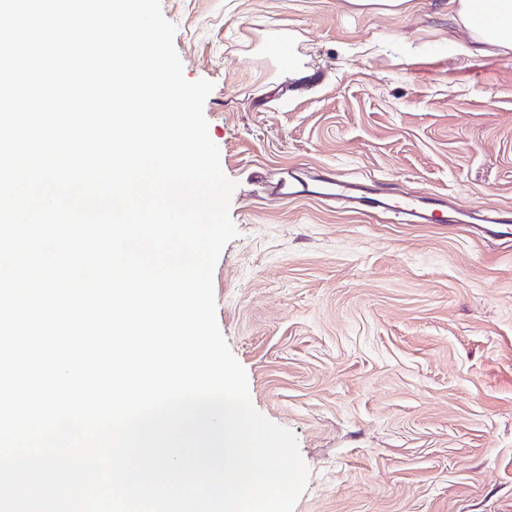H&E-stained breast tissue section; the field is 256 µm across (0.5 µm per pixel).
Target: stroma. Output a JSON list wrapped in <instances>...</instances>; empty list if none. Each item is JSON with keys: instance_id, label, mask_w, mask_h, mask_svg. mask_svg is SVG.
I'll return each mask as SVG.
<instances>
[{"instance_id": "1", "label": "stroma", "mask_w": 512, "mask_h": 512, "mask_svg": "<svg viewBox=\"0 0 512 512\" xmlns=\"http://www.w3.org/2000/svg\"><path fill=\"white\" fill-rule=\"evenodd\" d=\"M411 2L161 0L185 78L214 84L238 230L216 318L253 406L297 437L294 512H512V235L267 197L333 169L512 208V53L464 54L448 0Z\"/></svg>"}]
</instances>
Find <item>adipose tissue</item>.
I'll list each match as a JSON object with an SVG mask.
<instances>
[{
	"label": "adipose tissue",
	"mask_w": 512,
	"mask_h": 512,
	"mask_svg": "<svg viewBox=\"0 0 512 512\" xmlns=\"http://www.w3.org/2000/svg\"><path fill=\"white\" fill-rule=\"evenodd\" d=\"M448 18L468 30L467 53L512 52V0H448Z\"/></svg>",
	"instance_id": "1"
}]
</instances>
